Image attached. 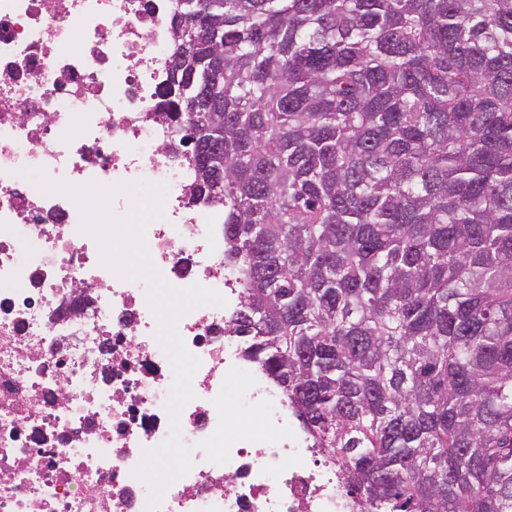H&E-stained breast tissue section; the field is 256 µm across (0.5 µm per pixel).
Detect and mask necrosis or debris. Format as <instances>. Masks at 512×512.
I'll return each instance as SVG.
<instances>
[{
    "instance_id": "obj_1",
    "label": "necrosis or debris",
    "mask_w": 512,
    "mask_h": 512,
    "mask_svg": "<svg viewBox=\"0 0 512 512\" xmlns=\"http://www.w3.org/2000/svg\"><path fill=\"white\" fill-rule=\"evenodd\" d=\"M174 0H0V512H147L136 474L171 434L174 374L143 280L118 276L82 231L73 186L167 187L145 230L174 287L219 291L225 307L185 313L177 331L201 365L180 412L193 467L157 512H351L288 401L246 365L227 331L239 307L224 263V209L192 196L162 90Z\"/></svg>"
}]
</instances>
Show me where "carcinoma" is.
I'll return each instance as SVG.
<instances>
[{
	"label": "carcinoma",
	"mask_w": 512,
	"mask_h": 512,
	"mask_svg": "<svg viewBox=\"0 0 512 512\" xmlns=\"http://www.w3.org/2000/svg\"><path fill=\"white\" fill-rule=\"evenodd\" d=\"M171 33L244 357L357 512H512V0H177Z\"/></svg>",
	"instance_id": "carcinoma-1"
}]
</instances>
